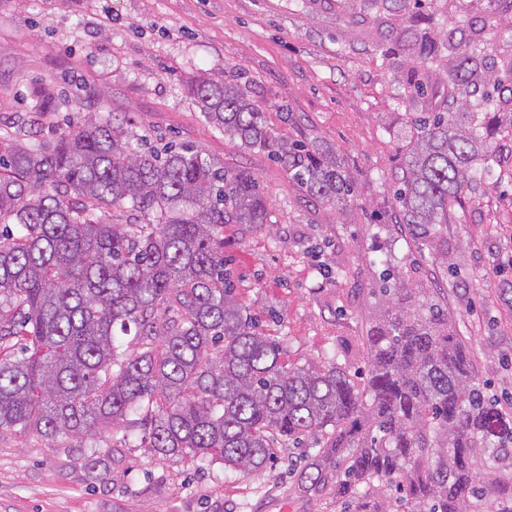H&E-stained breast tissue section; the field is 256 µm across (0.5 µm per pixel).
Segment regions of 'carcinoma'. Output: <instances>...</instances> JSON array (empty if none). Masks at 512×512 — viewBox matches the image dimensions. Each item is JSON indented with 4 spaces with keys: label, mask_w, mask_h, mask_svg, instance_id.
<instances>
[{
    "label": "carcinoma",
    "mask_w": 512,
    "mask_h": 512,
    "mask_svg": "<svg viewBox=\"0 0 512 512\" xmlns=\"http://www.w3.org/2000/svg\"><path fill=\"white\" fill-rule=\"evenodd\" d=\"M420 2L370 6L400 14L401 53L445 62L457 104L414 118L395 192L412 236L431 245L449 203L492 172L483 142L499 103H512V57L486 70L481 34L497 17L462 42ZM187 91L312 199L357 200L336 151L276 135L247 86L201 74ZM55 105L35 92V111ZM267 207L255 173L188 147L140 151L96 112L48 147L0 143V437L97 440L143 426L161 458H211L256 479L278 449L309 448L299 490L332 483L352 512H512V410L488 397L440 304L415 310L413 289L385 273L360 383L336 354L286 363L255 329L227 285L223 227L263 224ZM114 210L155 221L111 222Z\"/></svg>",
    "instance_id": "cac0c4a2"
}]
</instances>
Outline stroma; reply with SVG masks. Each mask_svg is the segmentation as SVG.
<instances>
[{"instance_id": "stroma-1", "label": "stroma", "mask_w": 512, "mask_h": 512, "mask_svg": "<svg viewBox=\"0 0 512 512\" xmlns=\"http://www.w3.org/2000/svg\"><path fill=\"white\" fill-rule=\"evenodd\" d=\"M445 29L471 34L494 0H426ZM400 17L365 14L361 0H0V140L51 142L96 112L151 146L187 144L221 166L258 175L263 224L224 227L232 288L280 341L284 358L337 356L351 375L368 362L371 296L387 257L438 300L488 393L512 405V109L486 144L490 179L448 209L447 259L410 234L393 194L412 120L442 109L435 64L393 49ZM251 85L270 128L336 150L359 188L352 208L312 200L268 154L210 125L187 92L200 73ZM426 85L406 90L408 76ZM50 84L55 111L33 110ZM142 429L97 444L0 437V512H344L336 490L296 491L308 462L284 448L263 478L222 464L156 461Z\"/></svg>"}]
</instances>
